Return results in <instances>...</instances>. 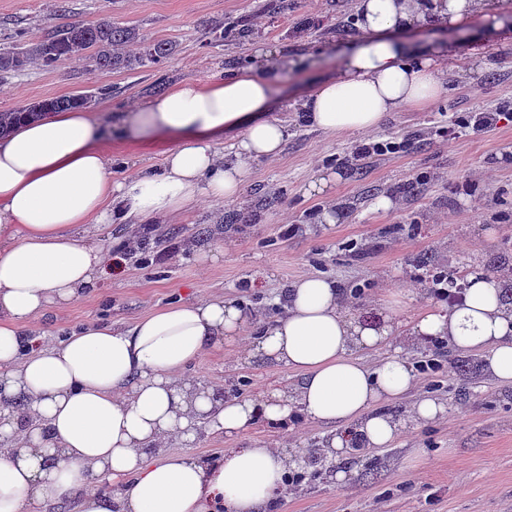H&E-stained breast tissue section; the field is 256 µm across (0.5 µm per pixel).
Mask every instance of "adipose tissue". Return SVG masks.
I'll return each instance as SVG.
<instances>
[{"instance_id": "ef3b65f1", "label": "adipose tissue", "mask_w": 512, "mask_h": 512, "mask_svg": "<svg viewBox=\"0 0 512 512\" xmlns=\"http://www.w3.org/2000/svg\"><path fill=\"white\" fill-rule=\"evenodd\" d=\"M512 0H356L360 36L334 77L297 103L306 124L327 133L377 130L391 112L426 108L444 90V50L402 40L439 20L457 27L507 10ZM280 67H257L220 79L175 84L124 112L122 136L173 138L159 171L112 179V156L99 126L82 110L56 112L0 137V512H41L49 502L72 512H268L293 465L280 449H226L203 462L168 452L190 427L234 437L256 422L301 417L331 426L322 450L340 456L359 437L389 446L406 422L438 419V400L417 401L408 421L385 413L416 377L401 354L370 366L359 349L389 348L401 323L385 308L376 323L351 315L336 283L301 278L285 312L256 336L236 303L217 296L173 304L126 328L88 326L50 345L29 328L98 288L132 239L104 242L103 224L164 223L187 205L239 199L252 164L277 158L289 130L266 117ZM235 132L232 159L218 148ZM461 303L419 313L407 334L441 337L481 354L487 372L512 384V308L500 300L498 275H468ZM248 356L301 374L299 385L266 400L217 399L185 369L226 342Z\"/></svg>"}]
</instances>
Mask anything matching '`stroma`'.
Returning <instances> with one entry per match:
<instances>
[{
	"instance_id": "obj_1",
	"label": "stroma",
	"mask_w": 512,
	"mask_h": 512,
	"mask_svg": "<svg viewBox=\"0 0 512 512\" xmlns=\"http://www.w3.org/2000/svg\"><path fill=\"white\" fill-rule=\"evenodd\" d=\"M69 20L94 23L109 17L138 27L148 37L172 42L174 54L159 65L133 71L92 72L78 61L56 67H28L0 78V111L33 100L99 91L92 108L103 125L119 112L186 80L223 77L248 68L258 51L288 60L269 117L287 122L290 136L280 157L256 164L239 201L215 205L203 200L180 219L156 225L164 244L147 239L139 259L62 312H49L35 333L60 339L87 324L127 327L174 303L221 295L242 304L252 330L283 312L281 297L298 279L316 275L344 290L365 289L366 312L398 293L400 317L411 320L440 306L429 288L430 268L464 271L484 266L512 248V120L497 128L441 143L436 132L478 109L512 104V15L503 30L486 36L474 18L466 30L435 27L413 31L421 41L447 43L456 76L430 108L391 113L378 139L419 136L409 154L374 156L355 163L356 134H326L300 121L301 93L336 73L340 51L358 36L350 19L352 0H67ZM57 0H0V44L15 32L37 40L56 22ZM238 24L242 34L220 39L216 24ZM170 141L132 144L112 137V178L125 180L142 169H160ZM337 172L330 196L305 190L320 170ZM423 184L407 188L409 179ZM394 197L383 212L375 198ZM336 205L338 223L324 224V208ZM298 225L282 238L279 227ZM218 252L215 262L201 256ZM427 265H419V258ZM410 364L437 359L438 373L419 377L412 396L390 406L402 416L420 397L440 400L446 414L403 430L387 448L362 449L321 458V477L307 478L300 491H284L278 512H512V385L485 372H471L466 355L435 338L406 348ZM193 380H219L238 395L257 397L295 386L300 375L258 359L240 357L237 343L204 354L186 370ZM329 434L326 425L295 418L260 422L226 438L202 428L172 444L175 453L220 459L225 449L277 444L307 460ZM344 483H337V472Z\"/></svg>"
}]
</instances>
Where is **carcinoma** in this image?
<instances>
[{
	"label": "carcinoma",
	"instance_id": "obj_1",
	"mask_svg": "<svg viewBox=\"0 0 512 512\" xmlns=\"http://www.w3.org/2000/svg\"><path fill=\"white\" fill-rule=\"evenodd\" d=\"M175 46L151 39L140 30L104 18L95 24L69 22L55 27L36 42L0 47V76L21 71L30 64L55 67L74 58L88 59L95 71H131L168 59ZM95 101L91 93L71 94L33 100L18 108L0 112V134L21 120L38 121L53 112L86 109ZM503 273H512V249L505 248L488 259Z\"/></svg>",
	"mask_w": 512,
	"mask_h": 512
}]
</instances>
